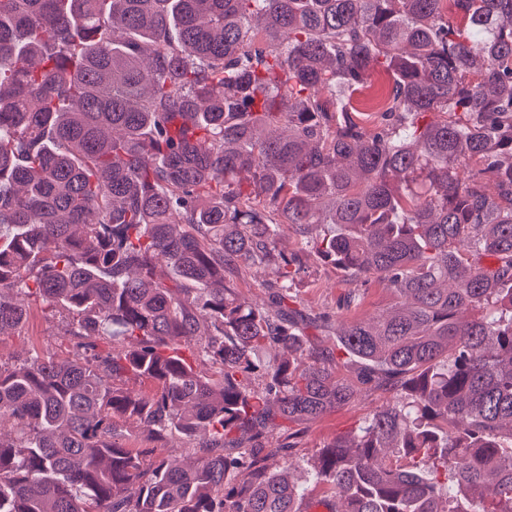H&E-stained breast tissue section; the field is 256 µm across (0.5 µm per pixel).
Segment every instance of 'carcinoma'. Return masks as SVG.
Segmentation results:
<instances>
[{"instance_id": "carcinoma-1", "label": "carcinoma", "mask_w": 512, "mask_h": 512, "mask_svg": "<svg viewBox=\"0 0 512 512\" xmlns=\"http://www.w3.org/2000/svg\"><path fill=\"white\" fill-rule=\"evenodd\" d=\"M311 259L400 307L314 342ZM22 297L75 342L0 361V512H308L290 451L344 355L395 400L319 452L329 512H512V0H0V336ZM118 417L208 437L182 468ZM272 278L270 268H252L245 270L237 279V291L245 300L265 304L268 300V288L265 284Z\"/></svg>"}]
</instances>
